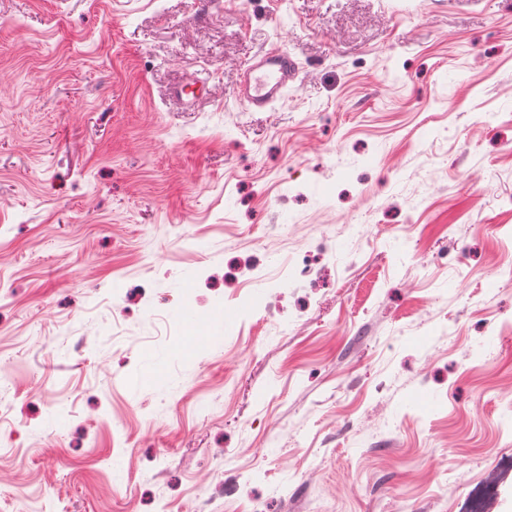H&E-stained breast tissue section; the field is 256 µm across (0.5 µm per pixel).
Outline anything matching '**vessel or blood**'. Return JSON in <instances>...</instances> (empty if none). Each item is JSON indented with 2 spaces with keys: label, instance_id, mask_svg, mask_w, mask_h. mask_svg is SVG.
<instances>
[{
  "label": "vessel or blood",
  "instance_id": "1",
  "mask_svg": "<svg viewBox=\"0 0 512 512\" xmlns=\"http://www.w3.org/2000/svg\"><path fill=\"white\" fill-rule=\"evenodd\" d=\"M299 64L282 47L272 48L243 71L237 98L250 110H266L282 98L294 82Z\"/></svg>",
  "mask_w": 512,
  "mask_h": 512
}]
</instances>
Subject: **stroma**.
<instances>
[{"mask_svg":"<svg viewBox=\"0 0 512 512\" xmlns=\"http://www.w3.org/2000/svg\"><path fill=\"white\" fill-rule=\"evenodd\" d=\"M203 2L0 0V512H457L512 453V0ZM299 64L282 47L272 48L243 71L237 99L250 110H267L294 82Z\"/></svg>","mask_w":512,"mask_h":512,"instance_id":"35a3bbf8","label":"stroma"}]
</instances>
